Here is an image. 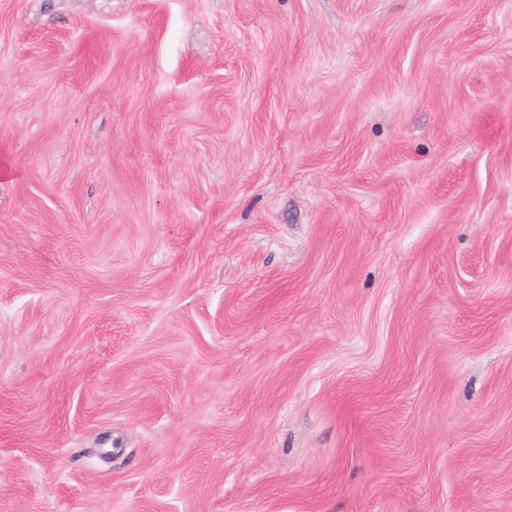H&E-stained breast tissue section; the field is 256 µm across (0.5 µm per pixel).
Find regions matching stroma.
I'll use <instances>...</instances> for the list:
<instances>
[{"mask_svg":"<svg viewBox=\"0 0 512 512\" xmlns=\"http://www.w3.org/2000/svg\"><path fill=\"white\" fill-rule=\"evenodd\" d=\"M0 512H512V0H0Z\"/></svg>","mask_w":512,"mask_h":512,"instance_id":"1","label":"stroma"}]
</instances>
